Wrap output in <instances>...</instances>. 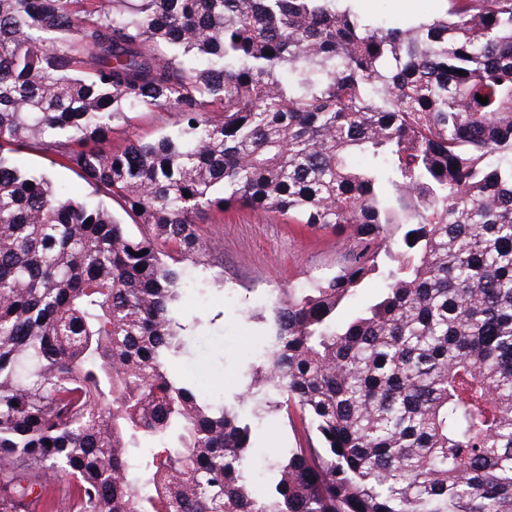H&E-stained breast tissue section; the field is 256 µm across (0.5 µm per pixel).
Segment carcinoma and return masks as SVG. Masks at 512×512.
Segmentation results:
<instances>
[{
  "label": "carcinoma",
  "mask_w": 512,
  "mask_h": 512,
  "mask_svg": "<svg viewBox=\"0 0 512 512\" xmlns=\"http://www.w3.org/2000/svg\"><path fill=\"white\" fill-rule=\"evenodd\" d=\"M357 2L0 0V512H512V0ZM237 205L356 243L249 315L246 398L307 431L261 480L178 306ZM362 8L371 15L389 24H401L412 14L429 15L438 7L437 0H364ZM130 130L123 126L116 127L112 131V147L119 148L124 144L128 131H134L143 138L150 139L155 137L163 129L171 127L176 121V116L171 112L155 111L140 112L134 114ZM21 166L31 170L50 169L55 184H63L76 196H85L89 188L72 172L59 166L51 167L49 161L41 154L23 152L15 155Z\"/></svg>",
  "instance_id": "1"
}]
</instances>
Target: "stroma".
I'll return each mask as SVG.
<instances>
[{"label": "stroma", "instance_id": "35a3bbf8", "mask_svg": "<svg viewBox=\"0 0 512 512\" xmlns=\"http://www.w3.org/2000/svg\"><path fill=\"white\" fill-rule=\"evenodd\" d=\"M371 15L399 24L412 14L429 15L438 0H363ZM198 232L208 248L195 262L184 263L190 287L184 298L188 316L202 317L207 328L190 335L194 353L186 363L188 374L218 387L226 402H233L245 387L242 373L263 344L261 323L247 321L244 311H258L267 298L288 288L309 287L317 277L348 264L349 245L331 230L289 224L276 215L259 216L248 209L206 214ZM242 414L253 426L254 472L264 473L282 449L304 442L299 418L285 412Z\"/></svg>", "mask_w": 512, "mask_h": 512}]
</instances>
